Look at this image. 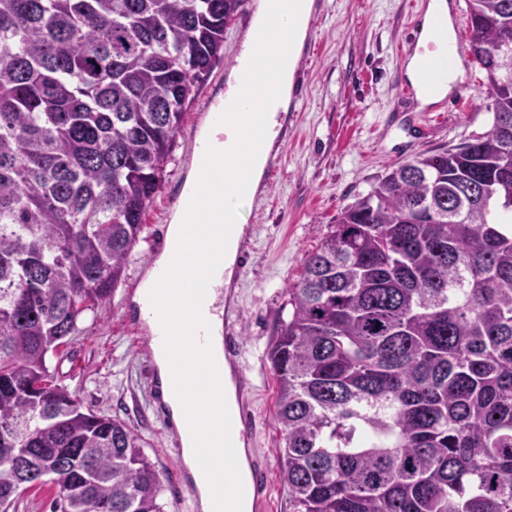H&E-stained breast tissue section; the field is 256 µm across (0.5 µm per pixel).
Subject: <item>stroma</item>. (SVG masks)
<instances>
[{
    "label": "stroma",
    "mask_w": 512,
    "mask_h": 512,
    "mask_svg": "<svg viewBox=\"0 0 512 512\" xmlns=\"http://www.w3.org/2000/svg\"><path fill=\"white\" fill-rule=\"evenodd\" d=\"M325 3L316 22L319 50L304 77L305 102L301 111L288 115L292 130L285 164L271 180L265 205L248 203L242 208L254 251L237 287L241 362L253 370L259 386L252 449L270 466L269 512L291 510L288 485L278 466L283 443L267 351L277 325L288 316V288L298 279L304 257L317 248L337 213L367 194L393 165L484 135L493 122L485 73L476 65L462 73L469 83L464 105L436 114L401 100L398 50L416 40L418 32L408 17V0ZM240 31L236 21L224 32V60L186 113L121 282L106 304L85 313L69 344L47 359L62 385L85 405L119 417L143 437L164 486V512L201 510L178 485L181 464L164 446L160 423L144 412L146 358L125 321L128 291L153 257L151 239L177 211L170 192L184 188L205 126L203 116L224 97L229 73L243 49Z\"/></svg>",
    "instance_id": "35a3bbf8"
}]
</instances>
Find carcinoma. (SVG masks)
Masks as SVG:
<instances>
[{
	"instance_id": "obj_1",
	"label": "carcinoma",
	"mask_w": 512,
	"mask_h": 512,
	"mask_svg": "<svg viewBox=\"0 0 512 512\" xmlns=\"http://www.w3.org/2000/svg\"><path fill=\"white\" fill-rule=\"evenodd\" d=\"M244 0H0V507L162 512L47 356L110 300ZM491 130L343 207L270 346L292 512H512V0H468ZM55 490L51 484L41 488H30L20 493L15 501V508L11 507L8 512H50L49 505Z\"/></svg>"
}]
</instances>
